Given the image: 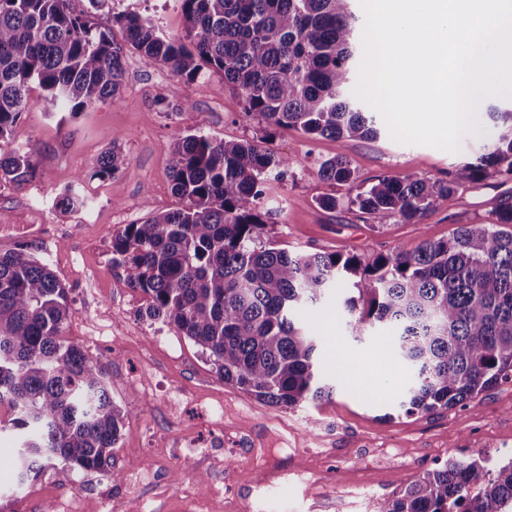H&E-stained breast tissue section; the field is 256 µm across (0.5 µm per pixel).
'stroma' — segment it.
Segmentation results:
<instances>
[{"label": "stroma", "mask_w": 512, "mask_h": 512, "mask_svg": "<svg viewBox=\"0 0 512 512\" xmlns=\"http://www.w3.org/2000/svg\"><path fill=\"white\" fill-rule=\"evenodd\" d=\"M135 9L167 34L183 31L180 0H139ZM124 67L116 97L75 114L54 110L44 91L33 89L10 146L39 145L37 175L0 184V250L19 243L21 225H42L33 240L36 255L69 295L62 336L104 358L124 426L111 470L58 463L25 488L11 464V433L0 431V512H43L66 490L68 512H378L381 502L448 459L511 460V380L468 405L406 415L397 401L413 372L393 358L390 331L354 340L334 302L324 303L309 324L325 340V369L336 376V392L331 401L290 410L224 383L192 341L142 317L146 297L113 265V235L180 207L169 177L178 137L256 140L263 130L245 115L239 91L221 72L188 80L145 64L130 49ZM477 117L480 136L466 137L456 151L397 142L382 119L373 140L275 131L267 145L290 168L285 179L266 184L270 238L289 249L373 257L447 238L461 224L489 223L495 205L512 203V178L491 177L438 199L420 223L400 219L376 229L369 215L348 204V186L317 174L320 161L340 152L365 182L379 175L447 179L497 133L485 110ZM115 142L126 166L110 178L92 177L93 162ZM70 189L83 206L56 208L55 197ZM328 195L338 199L336 209L321 207ZM340 356L349 370L339 375ZM356 372L377 373L381 387L355 382ZM116 471L137 474V483L113 481Z\"/></svg>", "instance_id": "1"}]
</instances>
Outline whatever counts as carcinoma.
<instances>
[{
    "label": "carcinoma",
    "instance_id": "carcinoma-1",
    "mask_svg": "<svg viewBox=\"0 0 512 512\" xmlns=\"http://www.w3.org/2000/svg\"><path fill=\"white\" fill-rule=\"evenodd\" d=\"M349 0H181L180 36L134 10L112 14L124 44L70 0H0V182L37 173L39 148H8L32 86L51 106L80 112L121 90L124 48L150 65L194 79L224 74L244 111L267 127L337 141L374 138L375 117L348 97L354 54L363 52ZM127 157L112 147L92 165L112 177ZM288 160L250 141L178 138L169 173L182 206L129 224L112 237V262L146 295L145 316L201 348L224 382L280 409L331 398L321 338L301 316L348 283L336 300L352 336L384 325L394 354L415 377L399 400L429 414L512 379V204L490 224H464L445 240L424 239L366 261L356 254L278 248L267 236L265 182ZM319 177L355 191L348 204L377 226L419 221L433 203L492 176H512V133L487 145L448 180L387 175L368 185L338 153ZM68 289L30 243L0 252V403L17 433L21 483L61 461L78 470L112 466L124 415L112 401L106 365L62 339ZM512 504V460L451 459L385 500L378 512H502Z\"/></svg>",
    "mask_w": 512,
    "mask_h": 512
}]
</instances>
